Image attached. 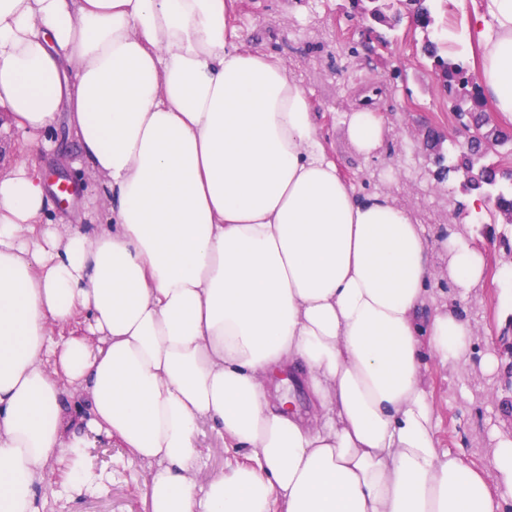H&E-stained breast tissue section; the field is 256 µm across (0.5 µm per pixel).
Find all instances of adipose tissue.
Masks as SVG:
<instances>
[{"instance_id":"adipose-tissue-1","label":"adipose tissue","mask_w":512,"mask_h":512,"mask_svg":"<svg viewBox=\"0 0 512 512\" xmlns=\"http://www.w3.org/2000/svg\"><path fill=\"white\" fill-rule=\"evenodd\" d=\"M473 19L478 78L511 116L512 0ZM366 99L345 131L375 161L390 127ZM0 107L45 152L66 120L109 200L94 223H48L38 163L0 167V512H39L50 469L91 481L69 467L67 393L149 467L148 512H506L512 438L487 467L439 446L424 363L468 362L475 327L439 301L424 226L342 176L230 0H0ZM441 248L474 295L482 253L458 231ZM205 423L252 462L200 493Z\"/></svg>"}]
</instances>
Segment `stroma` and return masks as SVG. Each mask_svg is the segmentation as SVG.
Masks as SVG:
<instances>
[{
	"instance_id": "35a3bbf8",
	"label": "stroma",
	"mask_w": 512,
	"mask_h": 512,
	"mask_svg": "<svg viewBox=\"0 0 512 512\" xmlns=\"http://www.w3.org/2000/svg\"><path fill=\"white\" fill-rule=\"evenodd\" d=\"M445 51L463 61L469 71L478 67L477 34L471 28L473 0H432ZM247 48L279 56L288 71L306 89L317 126L341 172L356 183L359 193L384 192L409 207L419 223L453 225L466 199L459 179H449L434 196L433 167L422 144L426 129L451 128L454 100L441 92L432 77L433 62L422 50L423 33L402 21L382 40L366 41L365 21L348 0H239L233 18ZM467 37L455 39L454 28ZM385 86L380 105L389 114L391 130L383 163H366L350 145L344 114L355 88ZM52 137L54 152L41 155L44 170L59 172L64 182H85L87 193L78 206L55 201L51 218L82 224L104 200L95 183L80 169L78 144L63 128ZM487 214L464 225L470 243L485 260L483 285L461 307L476 329L469 363L457 370L428 361L425 376L438 408L437 437L441 448H466L470 458L491 461L498 433L512 435V394L502 388L501 374L484 376L480 361L488 339H500L512 326V263L490 233ZM198 444L202 477L223 474L228 464L247 461L248 451L228 448L224 435L203 425ZM84 464L94 475L90 484H64L53 478L41 492V512H148L144 482L149 468L134 460L117 441L104 438L85 450Z\"/></svg>"
}]
</instances>
